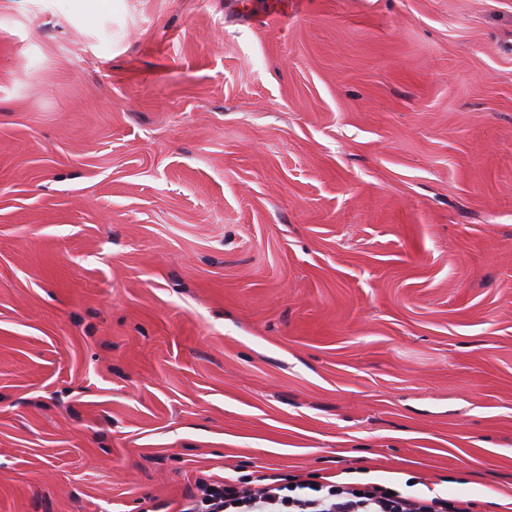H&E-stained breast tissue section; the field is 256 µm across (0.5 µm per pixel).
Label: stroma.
Segmentation results:
<instances>
[{"label":"stroma","instance_id":"obj_1","mask_svg":"<svg viewBox=\"0 0 512 512\" xmlns=\"http://www.w3.org/2000/svg\"><path fill=\"white\" fill-rule=\"evenodd\" d=\"M259 465L512 501V0H0V512Z\"/></svg>","mask_w":512,"mask_h":512}]
</instances>
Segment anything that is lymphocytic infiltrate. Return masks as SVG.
Instances as JSON below:
<instances>
[{"label": "lymphocytic infiltrate", "instance_id": "1", "mask_svg": "<svg viewBox=\"0 0 512 512\" xmlns=\"http://www.w3.org/2000/svg\"><path fill=\"white\" fill-rule=\"evenodd\" d=\"M178 512H464L458 499L391 492L378 482L355 485L261 469L246 481L231 476L198 479Z\"/></svg>", "mask_w": 512, "mask_h": 512}]
</instances>
